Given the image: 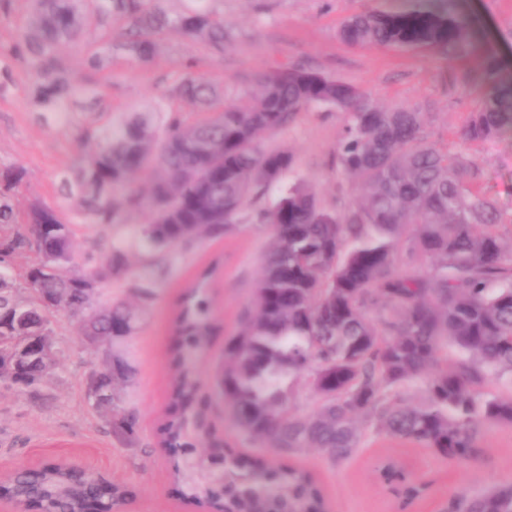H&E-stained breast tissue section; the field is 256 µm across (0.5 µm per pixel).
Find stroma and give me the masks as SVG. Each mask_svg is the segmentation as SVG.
Listing matches in <instances>:
<instances>
[{"mask_svg": "<svg viewBox=\"0 0 512 512\" xmlns=\"http://www.w3.org/2000/svg\"><path fill=\"white\" fill-rule=\"evenodd\" d=\"M421 3L431 8L436 0H207L230 35L223 52L168 30L157 38L148 60L136 61L124 51H113L112 73L107 76L82 68L81 60L94 49L104 27L120 29V21L111 17L105 25L90 26L84 42L60 50L67 71L99 86L100 111L73 99L68 112L59 114L42 104L29 80L28 64L7 52L28 20L27 0H0V170L23 171L15 194L18 220L26 221L33 204L56 205L72 225L75 256L105 253L114 246L125 250L128 268L101 284L99 303L130 297L140 285L152 290L142 303L144 314L135 332L121 344L135 376L132 382L118 384L116 393L125 410L136 416L134 441L119 439L110 418L87 403L86 381L100 360L81 345L77 320L59 315L53 320L54 338L66 355L37 394L0 387L1 474L60 457L78 466L93 465L103 476L126 486L132 494L126 512H192L176 491L171 456L161 444L160 426L171 392L174 308L183 289L203 269L215 266L211 298L217 331L201 360L203 371L212 370L224 352L225 338L237 331L239 317L250 304L271 227L250 221L223 237H207L153 255L141 236L143 214L130 213L114 225L92 224L79 216V195H67L63 185L74 177L79 138L85 129L102 127L153 101L180 111L188 121L199 120L196 106L176 92L185 72L208 82L219 102L227 104L252 88L257 73L288 64L351 83L380 105L419 108L427 114L428 139L448 142L482 93L472 86L465 95L449 94L453 77L490 54L497 58L502 78L512 82V0H449V8L469 22L473 53L466 59L424 48H355L337 36L352 13L405 11ZM343 126L342 113L312 108L267 137L272 146L288 149L294 156L287 182L312 185L323 204L339 212L356 199L349 178L336 165ZM461 148L486 167L490 195L501 208L512 211V132L491 145L465 142ZM389 462L425 486L406 512H438L443 501L462 489L512 481V428L487 429L476 458L462 466L375 434L364 438L350 459L337 464L318 451L296 459L297 465L318 478L329 512H405L398 494L379 478L380 468Z\"/></svg>", "mask_w": 512, "mask_h": 512, "instance_id": "stroma-1", "label": "stroma"}]
</instances>
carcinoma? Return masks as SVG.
I'll use <instances>...</instances> for the list:
<instances>
[{
	"label": "carcinoma",
	"instance_id": "cac0c4a2",
	"mask_svg": "<svg viewBox=\"0 0 512 512\" xmlns=\"http://www.w3.org/2000/svg\"><path fill=\"white\" fill-rule=\"evenodd\" d=\"M129 21L122 47L138 61L155 52L154 37L168 27L224 50V21L202 7L171 18L154 0H30L28 26L9 53L31 64L39 97L51 104L70 92L92 103L97 87L63 73L59 45L81 37L91 19ZM466 23L448 8L369 11L347 17L339 39L354 47H427L470 53ZM112 62V36L103 34L87 67ZM479 85L483 95L466 113L464 141L491 143L512 130V84L497 59L452 79ZM179 93L213 116L189 122L175 115L159 129L147 108L101 129L84 132L77 160L82 216L119 224L125 213L147 215L142 235L154 251L222 237L248 219L271 226L272 240L238 331L224 342L220 397L243 436L273 450L269 457L217 445L207 414L200 354L214 334L205 269L182 292L172 321L171 404L161 425L162 445L175 448L173 477L181 496L200 512H328L312 473L288 459L310 449L333 462L352 457L366 434L418 445L450 463L475 459L483 429L512 427V213L488 194L487 170L454 143L440 146L425 134V113L379 106L367 92L305 67L278 65L259 73L253 89L220 106L214 90L185 74ZM345 114L336 163L353 178L355 207L326 208L304 183L281 186L294 164L265 135L294 122L312 105ZM217 150L201 154L195 143ZM149 173L145 185L137 177ZM19 168L0 172V228L16 223L13 192ZM276 189L271 209L249 210ZM49 250L51 269L31 264L24 274L30 300L22 301L0 273V337L4 328L36 322L44 299L53 314L80 323V342L101 354L85 394L112 416L113 430L131 438L116 385L133 374L116 344L139 321L137 304L118 299L96 305L99 285L121 274L125 252L113 247L74 264L72 229L60 209L31 206L27 224L0 233V265L23 250ZM42 356L19 359L0 345V386L38 391L57 364L51 322L41 332ZM456 356L448 362V349ZM315 400L308 411L298 404ZM384 482L396 485L408 506L422 487L389 464ZM5 496L38 501L43 512H99L126 505L130 491L68 466L16 469L0 481ZM440 512H512V482L492 483L474 495L457 494Z\"/></svg>",
	"mask_w": 512,
	"mask_h": 512
}]
</instances>
